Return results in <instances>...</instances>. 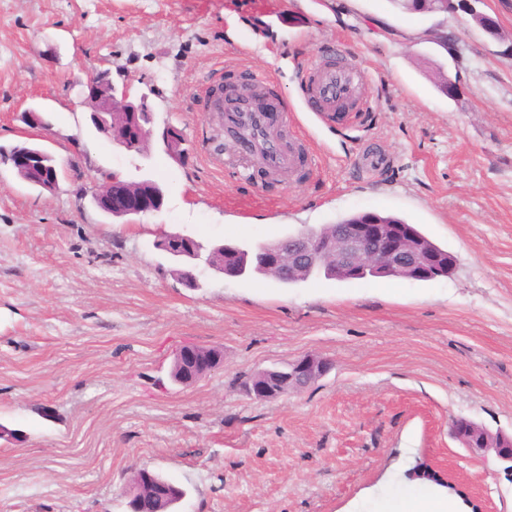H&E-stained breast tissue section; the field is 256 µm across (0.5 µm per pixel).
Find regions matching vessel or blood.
Returning <instances> with one entry per match:
<instances>
[{
    "mask_svg": "<svg viewBox=\"0 0 512 512\" xmlns=\"http://www.w3.org/2000/svg\"><path fill=\"white\" fill-rule=\"evenodd\" d=\"M303 111L321 121L344 125L362 113L370 103L363 92L364 75L352 67L304 65ZM275 115L260 109L225 113L235 132V148L225 155L224 167L231 172L253 167L275 175L302 165L310 150L308 142L288 129V107L275 103Z\"/></svg>",
    "mask_w": 512,
    "mask_h": 512,
    "instance_id": "vessel-or-blood-1",
    "label": "vessel or blood"
}]
</instances>
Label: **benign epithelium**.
Instances as JSON below:
<instances>
[{"mask_svg":"<svg viewBox=\"0 0 512 512\" xmlns=\"http://www.w3.org/2000/svg\"><path fill=\"white\" fill-rule=\"evenodd\" d=\"M215 94L225 102L237 106H250L259 99L247 85L237 86L232 92L224 93L219 88ZM87 101L90 118L96 130L112 144L128 151L138 150L145 139L155 137L171 153L175 142L182 139L178 128L165 124L156 129L152 126L151 107L148 96L143 94L136 100L127 93H117L112 74L109 71L92 73L87 82ZM47 152L39 147L17 150L7 158L17 173L28 172L35 176L38 185L51 190L58 183V171L47 170L42 159ZM92 200L103 213L114 218L138 216L158 211L163 205L162 194L152 199L135 196L128 191L124 182L112 177L91 191ZM186 236L179 233H164L156 240L157 248L176 261L187 263L182 270L181 280L188 286H195V253L181 248ZM261 263L276 266L283 272L302 270L322 261L347 277L366 280L375 278L419 281L436 279L441 272L453 273L456 258L453 254L440 255L423 245V241L412 231L398 224H351L336 229V234L327 237L316 231H300L272 245L268 252L259 255ZM178 358L192 357L196 367L195 380H200L224 362V352L218 348L203 352L197 346H184L176 352ZM330 370V364L313 355L299 356L285 366L264 371V381L248 380L242 384V391L251 399L265 400L271 392V385L292 383V388L301 390ZM452 433L461 441L472 456L483 460L493 457L504 475L512 479V434L503 431L477 433L472 423L457 418ZM171 484L150 485L148 491L130 503L131 512H160V504L170 493Z\"/></svg>","mask_w":512,"mask_h":512,"instance_id":"7a95c632","label":"benign epithelium"}]
</instances>
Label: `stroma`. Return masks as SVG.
<instances>
[{
  "label": "stroma",
  "instance_id": "35a3bbf8",
  "mask_svg": "<svg viewBox=\"0 0 512 512\" xmlns=\"http://www.w3.org/2000/svg\"><path fill=\"white\" fill-rule=\"evenodd\" d=\"M483 10L501 39L389 0H0V147L33 143L59 166L48 192L0 162V424L20 434L0 439V512H128L142 468L185 490L175 512H376L419 461L457 483L453 512H512V480L451 432L458 417L512 432V0ZM334 57L366 77L373 110L351 127L300 108L302 65ZM106 69L150 91L183 161L94 130L83 91ZM215 76L273 82L311 145L301 173L212 161L218 115L199 89ZM371 155L386 165L368 170ZM113 175L157 180L163 209L102 213L89 188ZM359 212L416 225L455 272L286 288L202 267L190 288L154 247L164 231L273 241ZM187 343L224 365L176 385ZM305 354L330 364L309 387L241 393L240 376Z\"/></svg>",
  "mask_w": 512,
  "mask_h": 512
}]
</instances>
